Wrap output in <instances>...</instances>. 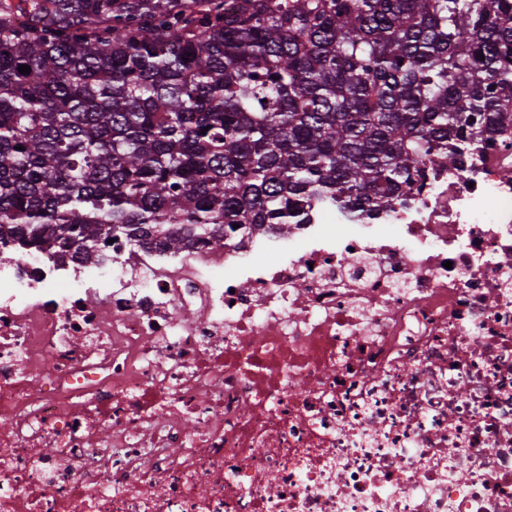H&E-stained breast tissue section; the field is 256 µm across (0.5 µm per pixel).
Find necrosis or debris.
Segmentation results:
<instances>
[{"label":"necrosis or debris","instance_id":"obj_1","mask_svg":"<svg viewBox=\"0 0 512 512\" xmlns=\"http://www.w3.org/2000/svg\"><path fill=\"white\" fill-rule=\"evenodd\" d=\"M425 170L176 254L0 245V512H512V127Z\"/></svg>","mask_w":512,"mask_h":512}]
</instances>
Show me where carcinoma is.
Wrapping results in <instances>:
<instances>
[{"mask_svg": "<svg viewBox=\"0 0 512 512\" xmlns=\"http://www.w3.org/2000/svg\"><path fill=\"white\" fill-rule=\"evenodd\" d=\"M510 110L512 0H0V238L372 216Z\"/></svg>", "mask_w": 512, "mask_h": 512, "instance_id": "cac0c4a2", "label": "carcinoma"}]
</instances>
